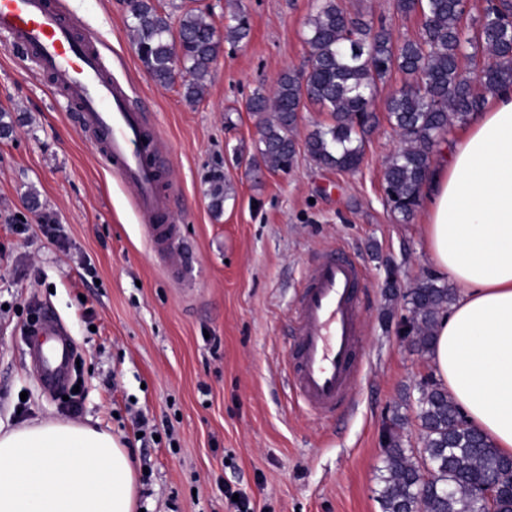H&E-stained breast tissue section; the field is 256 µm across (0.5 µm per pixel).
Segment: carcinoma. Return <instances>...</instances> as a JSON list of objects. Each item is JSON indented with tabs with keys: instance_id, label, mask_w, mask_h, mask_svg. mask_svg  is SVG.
<instances>
[{
	"instance_id": "obj_1",
	"label": "carcinoma",
	"mask_w": 512,
	"mask_h": 512,
	"mask_svg": "<svg viewBox=\"0 0 512 512\" xmlns=\"http://www.w3.org/2000/svg\"><path fill=\"white\" fill-rule=\"evenodd\" d=\"M135 49L151 77L169 84L183 77L184 96L200 100L206 80L218 58L223 40L248 36L247 21L233 15L219 34L209 15L189 9L172 29L167 15L152 0H127ZM422 35L397 42L390 29L355 21L340 0H319L308 21V55L299 71L278 78L271 95L260 92L250 109L270 113L259 125L260 156L272 171L291 168L296 155L292 133L299 108L310 102L330 112L333 122L319 125L305 140V150L321 167L342 171L358 169L363 160L364 133L371 125L370 97L397 69L406 75L402 87L386 101L389 122L403 146L384 170L386 202L403 221L409 220L421 199L438 138L456 122L479 111L488 94L512 85V35L507 15L512 0H500L486 9L480 29L470 36L462 27L461 0H422ZM473 49V76H464L459 59ZM408 312L404 321L413 329L411 346L430 353L441 315L455 301V291L433 278L395 291ZM417 419L422 449L404 446L392 432L383 448L382 512H480L484 477L498 479L499 512H512V468L504 455L482 433L462 418L445 386L431 379L418 387ZM430 469L431 487L419 493L422 468Z\"/></svg>"
}]
</instances>
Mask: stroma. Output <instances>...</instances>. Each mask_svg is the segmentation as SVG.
Masks as SVG:
<instances>
[{"label":"stroma","instance_id":"35a3bbf8","mask_svg":"<svg viewBox=\"0 0 512 512\" xmlns=\"http://www.w3.org/2000/svg\"><path fill=\"white\" fill-rule=\"evenodd\" d=\"M79 35L112 49V72L131 85L168 179L180 250L159 259L120 176L101 160L71 101L0 35V422L92 419L128 449L142 512H234L225 489L255 512H382L381 429L400 416L420 447L418 386L435 372L399 334L405 311L388 290L433 276L425 210L409 221L386 204L383 176L400 138L384 102L405 76L378 87L376 124L354 171L316 165L303 144L332 116L308 103L294 133L296 163L269 171L259 117L249 108L287 70H300L317 0H153L178 22L201 8L216 29L243 11L249 36L224 42L203 98L162 85L140 62L126 0H63ZM347 13L418 38L419 15L396 0H342ZM226 192L210 207L213 187ZM40 208L29 211L28 195ZM342 248L365 272L359 316L364 364L352 410L325 418L287 386L297 294L319 255ZM52 313L75 345L71 385L48 389L31 365L26 327ZM76 395L78 411L66 398ZM144 415L159 442L143 444Z\"/></svg>","mask_w":512,"mask_h":512}]
</instances>
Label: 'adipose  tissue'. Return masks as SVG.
<instances>
[{
  "label": "adipose tissue",
  "instance_id": "ef3b65f1",
  "mask_svg": "<svg viewBox=\"0 0 512 512\" xmlns=\"http://www.w3.org/2000/svg\"><path fill=\"white\" fill-rule=\"evenodd\" d=\"M425 248L459 289L437 326L436 376L512 455V89L490 96L422 187ZM126 448L86 422L0 423V512H135Z\"/></svg>",
  "mask_w": 512,
  "mask_h": 512
}]
</instances>
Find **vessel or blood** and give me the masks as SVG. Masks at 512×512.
Segmentation results:
<instances>
[{
    "instance_id": "1",
    "label": "vessel or blood",
    "mask_w": 512,
    "mask_h": 512,
    "mask_svg": "<svg viewBox=\"0 0 512 512\" xmlns=\"http://www.w3.org/2000/svg\"><path fill=\"white\" fill-rule=\"evenodd\" d=\"M0 32L75 104L105 165L116 168L134 194L152 246H170L174 227L164 221L168 199L161 189L163 170L153 156L154 138L133 95L113 81L101 51L77 35L76 23L60 0H0ZM362 279L361 268L348 255L326 251L297 301L289 384L298 400L321 415L347 409L361 376ZM47 336L57 337L58 344L40 355L38 368L47 385L55 388L67 379L72 347L48 315L31 341L36 344Z\"/></svg>"
}]
</instances>
